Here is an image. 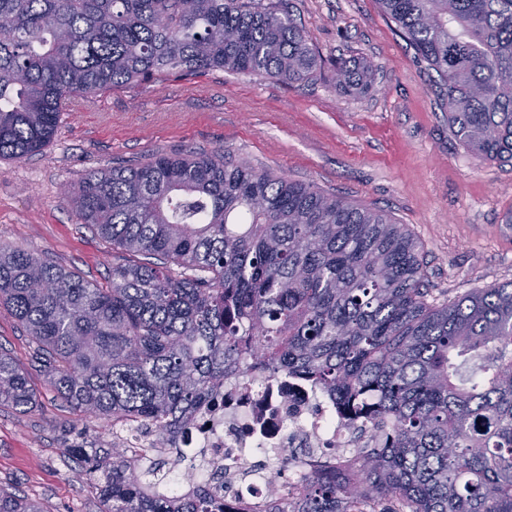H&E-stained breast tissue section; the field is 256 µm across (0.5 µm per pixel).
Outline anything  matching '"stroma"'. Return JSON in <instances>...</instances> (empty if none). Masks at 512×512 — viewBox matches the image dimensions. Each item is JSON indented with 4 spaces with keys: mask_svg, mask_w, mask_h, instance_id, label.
Returning a JSON list of instances; mask_svg holds the SVG:
<instances>
[{
    "mask_svg": "<svg viewBox=\"0 0 512 512\" xmlns=\"http://www.w3.org/2000/svg\"><path fill=\"white\" fill-rule=\"evenodd\" d=\"M281 6L322 59L370 65L364 82L341 88L324 69L292 86L210 71L86 97L64 113L42 154L0 159V242L107 284L120 255L82 224L61 185L156 153L218 151L388 211L422 246L431 298L512 281V164L478 159L456 141L435 72L377 0ZM0 346L26 369L40 401L25 414L0 408V486L47 512H99L95 484L65 452L84 421L48 388L34 344L1 306Z\"/></svg>",
    "mask_w": 512,
    "mask_h": 512,
    "instance_id": "obj_1",
    "label": "stroma"
}]
</instances>
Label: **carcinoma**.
I'll list each match as a JSON object with an SVG mask.
<instances>
[{"instance_id":"obj_1","label":"carcinoma","mask_w":512,"mask_h":512,"mask_svg":"<svg viewBox=\"0 0 512 512\" xmlns=\"http://www.w3.org/2000/svg\"><path fill=\"white\" fill-rule=\"evenodd\" d=\"M437 74L448 125L484 160L512 163V0H378ZM339 86L359 84L330 59ZM321 58L264 0H0V159L55 137L63 102L172 73L311 80ZM83 224L122 254L107 285L0 243V306L36 345L46 383L87 423L162 437L249 362L305 377L380 435L350 477L306 472L267 512H512V288L429 300L421 245L384 210L219 152L156 153L66 187ZM38 397L0 347V407ZM66 453L102 512H213L148 494L93 442ZM0 512H48L0 488Z\"/></svg>"}]
</instances>
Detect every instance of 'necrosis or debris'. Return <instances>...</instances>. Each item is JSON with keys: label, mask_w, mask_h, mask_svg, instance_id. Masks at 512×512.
I'll use <instances>...</instances> for the list:
<instances>
[{"label": "necrosis or debris", "mask_w": 512, "mask_h": 512, "mask_svg": "<svg viewBox=\"0 0 512 512\" xmlns=\"http://www.w3.org/2000/svg\"><path fill=\"white\" fill-rule=\"evenodd\" d=\"M378 443L301 378L249 373L225 381L206 412L177 437L180 479L171 491L185 498L202 478L220 476L235 489L224 498L225 512H265L269 496L256 471L259 458L273 461L287 451L305 469L345 474L355 449Z\"/></svg>", "instance_id": "4bbe7bcc"}]
</instances>
